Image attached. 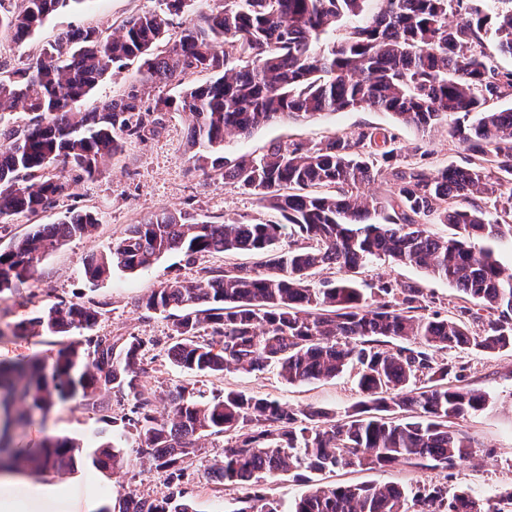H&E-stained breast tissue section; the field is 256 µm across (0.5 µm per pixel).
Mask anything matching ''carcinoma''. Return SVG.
Returning a JSON list of instances; mask_svg holds the SVG:
<instances>
[{"label": "carcinoma", "instance_id": "1", "mask_svg": "<svg viewBox=\"0 0 512 512\" xmlns=\"http://www.w3.org/2000/svg\"><path fill=\"white\" fill-rule=\"evenodd\" d=\"M68 0H0V33L22 41ZM180 31L168 35L165 15L137 13L119 31L67 33L34 63L0 76V112L30 113L23 130L0 119V220L53 207L70 180L50 168L61 162L75 179L101 172L126 143L141 139L168 112L191 116L193 165L255 196L278 219L217 223L187 211L157 212L127 227L108 251L89 258L85 279L114 269L138 272L180 250L189 261L213 253L258 257L257 268H202L199 282L171 280L152 289L144 308L173 318L172 363L203 377L251 374L273 367L288 383H311L357 369L362 399L333 420L320 409L296 412L275 399L214 391L204 383L178 385L158 417L140 374L148 342L94 336L98 311L60 302L14 325L13 335L75 331L82 339L52 362L0 363V432L32 412L78 397L101 406L112 397L132 402L123 418L130 435L93 450L72 439H46L34 450L7 452L3 465L60 475L82 464L120 471L135 460L171 471L224 438L211 476L234 489L291 471L373 470L399 461L453 469L466 462L469 438L452 420L485 408L486 393L448 381L436 354L452 348L512 350V273L494 245L512 224L488 216L479 196H496L512 216V108L488 103L512 96V69L484 53L492 33L512 57V0H380L377 13L340 40L321 36L363 11L366 0H212ZM458 14L451 24L448 15ZM140 78L124 94L91 112L74 105L129 61ZM202 71L199 86L186 79ZM171 84L177 93L145 99L146 86ZM389 112L421 130L449 123L448 134L470 152L465 167L431 170L401 158L397 135L377 127L335 135L318 144L276 145L259 155L224 156L225 143L265 124L308 121L361 109ZM390 170L394 190L366 196L362 185ZM451 237L429 230L434 221ZM96 224L90 213L44 226L0 252V295L33 278L42 257L66 238ZM482 238L484 245L472 246ZM390 259L447 281L490 315L479 333L462 320L428 312L413 284L383 281L369 290L356 277ZM323 267L337 277L315 280ZM291 507L255 492L231 512H500L489 501L446 486L407 492L387 484L316 486ZM112 512H194L177 489L162 497H120Z\"/></svg>", "mask_w": 512, "mask_h": 512}]
</instances>
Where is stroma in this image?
Returning <instances> with one entry per match:
<instances>
[{
  "mask_svg": "<svg viewBox=\"0 0 512 512\" xmlns=\"http://www.w3.org/2000/svg\"><path fill=\"white\" fill-rule=\"evenodd\" d=\"M163 8L162 0H68L65 6L48 15L27 39L15 41L7 36L0 37V73L35 61L61 33L95 27L109 34L134 14ZM190 126L191 118L186 114H165L157 132L127 143L122 153L105 164L101 175L78 180L52 209L36 215L19 213L0 223V249L3 250L37 225L59 223L73 211H88L97 219L91 232L66 240L50 251L39 264L34 278L19 293L0 297L1 362L22 357H48L68 344L65 336L16 337L12 327L33 317L35 310L71 301L96 307L99 316L94 334L136 336L151 341L152 346L144 358L141 382L153 400L156 413H163L169 389L193 381V373L174 366L167 355L173 333L171 320L165 314L146 310L142 300L163 282L200 280L206 267L221 270L253 266V256L216 253L192 263L182 253L171 252L147 270L129 274L116 269L108 279L95 285L89 284L82 275L85 258L107 251L123 236L128 225L158 211L182 210L218 222L228 215L248 222L270 218V211L261 208L255 196L233 184L191 170ZM361 126L394 128L397 147L406 156L411 155L415 145H423L426 154L421 162L431 169L463 167L469 158L464 146L449 137L447 126L424 133L397 124L390 113L373 109L337 112L307 122L264 125L248 137L231 140L224 154L234 158L263 153L275 144L320 143ZM362 278L369 282L384 278L420 284L432 310L462 318L475 331L482 326L477 302L465 301L451 284L418 268L379 260L371 264ZM444 357L452 375L458 376L462 385L481 390L489 398L485 409L455 422L456 429L472 441V457L468 462L450 472L406 463L374 471L340 470L314 474V481L323 485L373 482L404 488L445 482L449 487L491 498L502 510L507 508L512 503L506 497L507 492L512 491V351L481 354L450 350ZM206 383L222 391L266 395L294 410L311 406L339 416L360 398L355 371L351 368L336 378L302 385L288 384L274 368L252 375L210 376ZM129 410L130 404L126 401H113L94 410L73 402L59 404L46 418H34L27 427L12 430L9 437L16 448H36L43 440L56 436L74 438L94 448L120 431L122 418ZM204 446L202 454L184 464L178 486L195 512H231L236 499L247 497L249 491L243 487L226 490L214 483L209 467L214 456L221 452L224 440L210 438L205 440ZM89 474L98 482L99 512H107L117 497L127 493L159 497L168 492L167 471L148 463L136 464L118 473L81 466L63 476L48 471L35 477L22 476L21 481L29 486L53 485L64 490L60 498L40 503L35 512H73L72 503L81 497L82 481Z\"/></svg>",
  "mask_w": 512,
  "mask_h": 512,
  "instance_id": "obj_1",
  "label": "stroma"
}]
</instances>
